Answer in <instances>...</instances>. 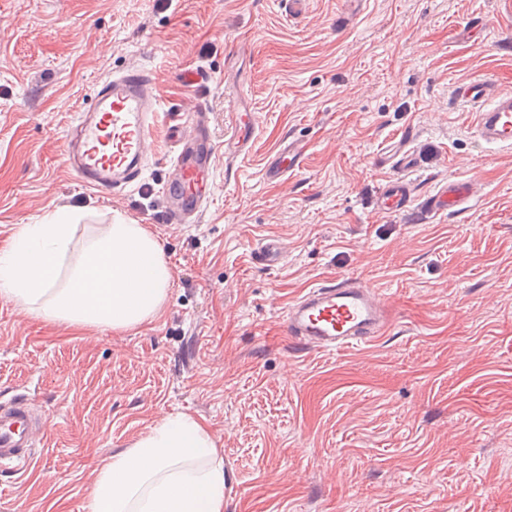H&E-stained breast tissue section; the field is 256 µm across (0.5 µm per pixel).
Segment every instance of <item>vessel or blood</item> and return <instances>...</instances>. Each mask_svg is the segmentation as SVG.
Returning <instances> with one entry per match:
<instances>
[{"mask_svg":"<svg viewBox=\"0 0 512 512\" xmlns=\"http://www.w3.org/2000/svg\"><path fill=\"white\" fill-rule=\"evenodd\" d=\"M457 101L476 106L474 130L488 145L512 148V93L488 80H462L455 84ZM162 100L158 76L150 69L129 68L104 82L90 104L78 115L67 136L64 155L68 167L82 185L108 196L125 194L140 184L146 160L145 148L153 137ZM255 114L239 105L235 132L224 145L211 136L207 112L195 109L187 116H174L169 135L177 151L164 186L165 219L170 224L194 223L212 193L206 175L218 153L239 156L251 151L255 137ZM306 142L288 138L268 157L266 179L275 181L295 173L308 153ZM477 194L469 178H449L428 194L421 208L429 214L451 213L468 208ZM411 203L408 183L391 177L379 194V209L393 214ZM255 263L280 264L284 253L274 239H265L256 249ZM392 322L388 299L361 279L340 275L304 289L283 311L282 328L300 347L317 352H337L365 344L381 336ZM45 420L21 397L0 402V466L15 471L36 457L38 434Z\"/></svg>","mask_w":512,"mask_h":512,"instance_id":"b4317fda","label":"vessel or blood"}]
</instances>
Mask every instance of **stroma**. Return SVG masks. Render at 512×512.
<instances>
[{
    "instance_id": "stroma-1",
    "label": "stroma",
    "mask_w": 512,
    "mask_h": 512,
    "mask_svg": "<svg viewBox=\"0 0 512 512\" xmlns=\"http://www.w3.org/2000/svg\"><path fill=\"white\" fill-rule=\"evenodd\" d=\"M501 0H0V250L64 210L123 219L162 245L174 284L126 331L68 327L0 296V401L46 419L41 453L0 470V512H88L94 469L161 417L211 435L236 483L224 512H512V150L481 144L452 96L464 78L512 90ZM475 40L453 38L475 21ZM160 68L164 115L139 189L103 197L64 140L96 87ZM247 156L218 158L199 223L165 220L168 115L202 106L216 143L239 98ZM303 168L264 178L287 137ZM415 194L474 178L469 210L382 214L400 153ZM281 266L254 263L260 239ZM355 274L392 304L374 341L309 352L280 331L308 286Z\"/></svg>"
}]
</instances>
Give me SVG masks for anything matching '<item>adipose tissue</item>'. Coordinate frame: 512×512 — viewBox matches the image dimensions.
<instances>
[{
    "label": "adipose tissue",
    "instance_id": "obj_1",
    "mask_svg": "<svg viewBox=\"0 0 512 512\" xmlns=\"http://www.w3.org/2000/svg\"><path fill=\"white\" fill-rule=\"evenodd\" d=\"M55 212L23 224L0 252V296L65 326L134 329L167 301L173 269L143 226L91 228ZM224 460L208 431L185 414L157 421L133 448L96 470L90 512H224Z\"/></svg>",
    "mask_w": 512,
    "mask_h": 512
}]
</instances>
